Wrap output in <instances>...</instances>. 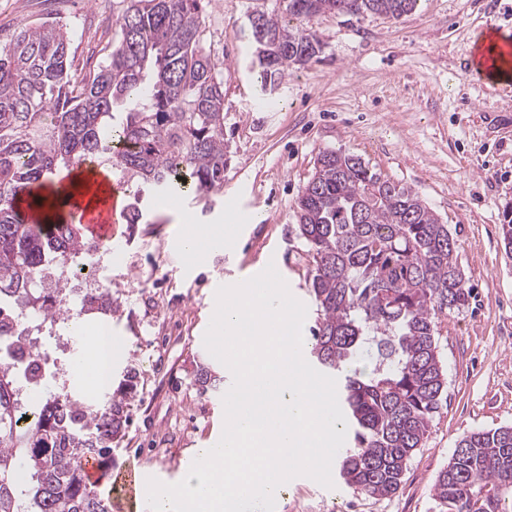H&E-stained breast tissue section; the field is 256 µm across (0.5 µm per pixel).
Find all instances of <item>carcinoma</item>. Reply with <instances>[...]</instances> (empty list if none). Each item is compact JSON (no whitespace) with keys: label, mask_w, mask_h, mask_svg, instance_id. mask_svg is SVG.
Listing matches in <instances>:
<instances>
[{"label":"carcinoma","mask_w":512,"mask_h":512,"mask_svg":"<svg viewBox=\"0 0 512 512\" xmlns=\"http://www.w3.org/2000/svg\"><path fill=\"white\" fill-rule=\"evenodd\" d=\"M344 0H285L261 13L270 41L256 45L262 87L307 62L319 38L291 28ZM417 0H360L389 17ZM104 61L78 68L62 21L24 23L0 40V512H106L83 473L91 457L112 468L127 421L126 388L94 397L48 379L47 359L20 347L22 319L68 325L55 303L66 288L42 274L90 249L74 221L47 223L52 176L97 165L160 188L224 192V74L203 46L201 0H129ZM298 235L312 254L316 307L309 353L341 376L339 404L351 447L337 471L368 496L395 495L423 447L446 389L436 336L471 297L448 225L417 192L361 158L321 152L296 204ZM112 314V294L83 298L80 315ZM45 400L21 406V387ZM29 420H24V417ZM441 512H512V426L457 440L434 486Z\"/></svg>","instance_id":"obj_1"}]
</instances>
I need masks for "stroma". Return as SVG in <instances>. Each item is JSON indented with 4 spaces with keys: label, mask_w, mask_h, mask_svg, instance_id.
Wrapping results in <instances>:
<instances>
[{
    "label": "stroma",
    "mask_w": 512,
    "mask_h": 512,
    "mask_svg": "<svg viewBox=\"0 0 512 512\" xmlns=\"http://www.w3.org/2000/svg\"><path fill=\"white\" fill-rule=\"evenodd\" d=\"M123 0H0V36L22 20L63 18L77 34V65L103 60L112 15ZM282 0H204L205 45L224 61V144L220 196L153 195L141 223L115 225L122 252L104 259L121 351L112 380L135 376L127 396L115 471H150L179 482L196 449L222 435L224 389L233 382L204 346L219 286L274 265L290 292L308 301L309 248L296 231L295 203L318 154L360 157L383 178L411 187L448 224L472 297L443 321L438 337L447 398L399 492L360 496L335 481L299 476L275 512H439L433 487L457 439L512 425V257L502 244V213L512 204V95L469 80L463 64L484 27L512 37V0H418L392 19L326 12L298 20L315 32L317 58L294 65L270 88L259 66L249 17L278 12ZM193 224H216L219 243L199 260L176 247ZM221 373L203 391L200 365Z\"/></svg>",
    "instance_id": "1"
}]
</instances>
